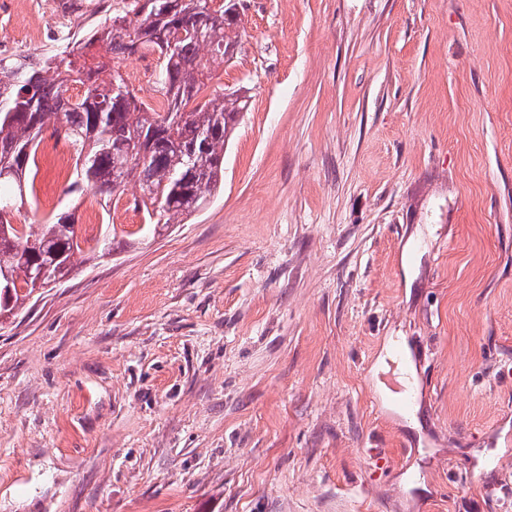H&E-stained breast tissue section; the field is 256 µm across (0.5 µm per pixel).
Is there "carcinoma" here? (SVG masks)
Wrapping results in <instances>:
<instances>
[{
  "label": "carcinoma",
  "instance_id": "obj_1",
  "mask_svg": "<svg viewBox=\"0 0 512 512\" xmlns=\"http://www.w3.org/2000/svg\"><path fill=\"white\" fill-rule=\"evenodd\" d=\"M241 14L224 8L204 9L200 0H180L164 14L143 0H129L127 9L108 18L91 36L66 43L38 63L22 57L0 58V270L9 287L0 284V324L16 317L34 298L37 268L53 263L60 275L75 271L83 252L104 257L110 242L88 244L67 211L45 224H23L14 233L6 209L33 193L31 174L47 131L63 141L76 157V172L65 194L80 199L93 186L104 200H113L112 177L137 184L142 195L133 208L154 227H168L189 216L218 193L224 182V145L229 142L248 97L235 90L205 100L200 92L215 71L230 61L239 45ZM182 37L170 49L171 40ZM102 41L117 58L141 49L158 53L160 93L166 107L158 112L129 91L116 70L91 66L89 49ZM85 87L81 96L68 86Z\"/></svg>",
  "mask_w": 512,
  "mask_h": 512
}]
</instances>
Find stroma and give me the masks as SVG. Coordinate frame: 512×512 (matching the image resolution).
Masks as SVG:
<instances>
[{"label": "stroma", "mask_w": 512, "mask_h": 512, "mask_svg": "<svg viewBox=\"0 0 512 512\" xmlns=\"http://www.w3.org/2000/svg\"><path fill=\"white\" fill-rule=\"evenodd\" d=\"M112 0H0L10 56ZM224 188L0 329V512H512V0H243ZM65 182L39 164L42 224ZM141 231L138 243L128 234ZM403 338L417 425L371 374Z\"/></svg>", "instance_id": "stroma-1"}]
</instances>
